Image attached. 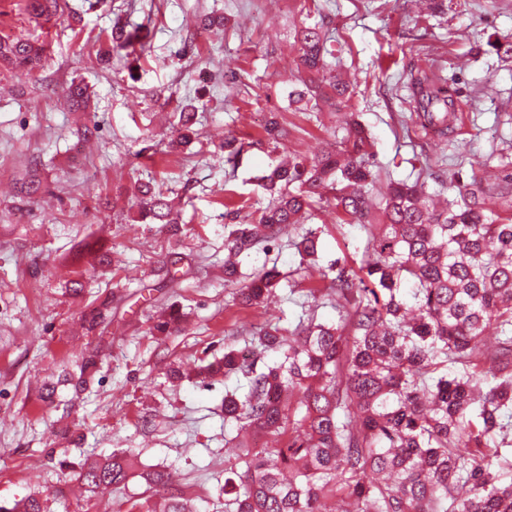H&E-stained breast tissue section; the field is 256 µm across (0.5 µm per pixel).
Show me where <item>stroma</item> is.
Segmentation results:
<instances>
[{
  "label": "stroma",
  "instance_id": "stroma-1",
  "mask_svg": "<svg viewBox=\"0 0 512 512\" xmlns=\"http://www.w3.org/2000/svg\"><path fill=\"white\" fill-rule=\"evenodd\" d=\"M55 25L35 27L21 0H0V34L40 38L50 50L35 80L0 79V504L35 494L51 512H114L139 498L142 471L167 467L202 512H224L225 387L198 378L174 382L173 365L199 366L224 353V343H248L239 328L295 322L303 299L282 288L274 303L244 309L224 286V236L238 210L265 206L258 179L275 163L265 121L278 113L288 149L313 156L334 141V109L311 112L289 104L300 75L296 28L323 23L336 38V67L354 82V110L370 132L381 176L425 177L429 191L452 196L455 172L484 177L500 154H512V65L494 44L512 41V0H448L430 16L419 0H68ZM224 19L213 32L202 23ZM145 26L144 51L113 57L98 50L114 23ZM427 76L457 88L458 120L440 137L421 128L412 87ZM88 84L94 111L66 102L71 82ZM198 108L202 147L174 155L166 142L187 103ZM97 125V137L77 132ZM248 143L237 166L224 162L222 142ZM40 159L43 191L18 206L12 191L32 159ZM161 183L181 197L180 232L136 223L137 188ZM309 224L325 226L320 258L301 285L325 288L322 272L352 257L359 225L327 206ZM112 254L105 273L89 272L87 256ZM183 254L181 278L159 287L170 251ZM84 277L85 297L64 289ZM109 290V350L93 386L74 400L71 416L39 399L37 385L74 367L86 342L80 314L88 299ZM176 306L181 334L165 340L150 327ZM81 446L58 437L63 424ZM138 455V474L94 503L80 493L87 457L116 449Z\"/></svg>",
  "mask_w": 512,
  "mask_h": 512
}]
</instances>
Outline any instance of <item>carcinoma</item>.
Here are the masks:
<instances>
[{"label":"carcinoma","mask_w":512,"mask_h":512,"mask_svg":"<svg viewBox=\"0 0 512 512\" xmlns=\"http://www.w3.org/2000/svg\"><path fill=\"white\" fill-rule=\"evenodd\" d=\"M29 21L48 22L64 12L62 0H24ZM144 30L134 24L112 31L104 50L134 44L145 48ZM306 77L288 93L289 104L343 112L342 135L320 155L288 157L261 177L268 206L246 214L228 233L224 285L243 308L257 307L287 279L264 261L250 273L242 262L262 246L290 237L314 205L333 196L336 209L366 233L355 252L329 265L334 272L325 296L336 320L319 321L315 310L294 325L266 324L250 332L252 353L274 359L257 370L235 343L199 368L209 377L246 380L247 391H226L224 423L236 434L224 446L237 449L224 463V512H512V482L497 470H512V158H499L494 182L456 173L457 195L437 209L425 182L391 180L374 204L377 179L372 143L350 111L352 85L328 68L330 37L319 25L296 33ZM48 44L0 34V70L18 79L41 67ZM423 129L446 135L454 128L452 91L423 80L415 85ZM72 109L90 107L87 87H69ZM196 107L179 115L172 151L198 139ZM42 190L32 169L20 184L23 202ZM140 218L172 230L179 224L168 190L159 184L140 190ZM504 200L507 215L491 216L489 196ZM323 230L303 229L293 242L302 270L317 260ZM183 257L163 262V283L178 280ZM112 323V295L93 300L81 324L86 343L68 372L43 385L41 400L56 405L58 386L87 389L105 353ZM154 334L182 331V315L171 310L151 327ZM136 456L116 450L88 458L80 479L91 504L106 491L126 485ZM147 494L116 512H198L195 499L173 481L164 466L143 473ZM0 512H47L32 495Z\"/></svg>","instance_id":"1"}]
</instances>
